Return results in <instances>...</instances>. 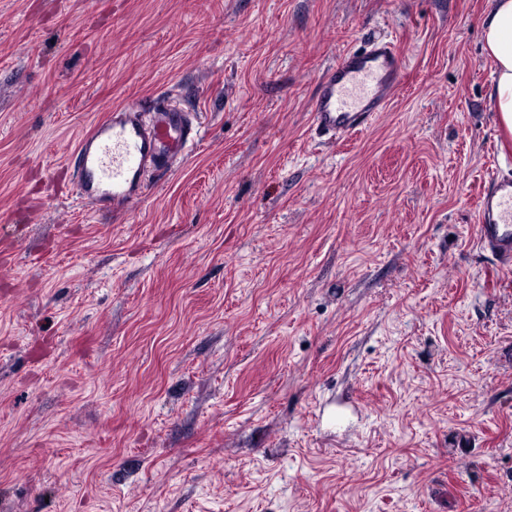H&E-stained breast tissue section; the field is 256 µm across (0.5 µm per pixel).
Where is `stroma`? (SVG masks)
<instances>
[{
	"instance_id": "1",
	"label": "stroma",
	"mask_w": 512,
	"mask_h": 512,
	"mask_svg": "<svg viewBox=\"0 0 512 512\" xmlns=\"http://www.w3.org/2000/svg\"><path fill=\"white\" fill-rule=\"evenodd\" d=\"M492 0H0V512H507L512 162ZM407 61L351 138L345 52ZM165 97L200 141L123 212L79 139ZM405 67L391 40L345 53L320 78L311 105L313 124L334 138L352 137L386 109ZM480 240L504 265L512 264V177L482 181L477 205Z\"/></svg>"
}]
</instances>
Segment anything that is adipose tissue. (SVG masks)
<instances>
[{"label": "adipose tissue", "mask_w": 512, "mask_h": 512, "mask_svg": "<svg viewBox=\"0 0 512 512\" xmlns=\"http://www.w3.org/2000/svg\"><path fill=\"white\" fill-rule=\"evenodd\" d=\"M481 38L493 62L491 99L502 130L512 136V0H494L482 21Z\"/></svg>", "instance_id": "obj_1"}]
</instances>
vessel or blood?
<instances>
[{"label":"vessel or blood","instance_id":"vessel-or-blood-1","mask_svg":"<svg viewBox=\"0 0 512 512\" xmlns=\"http://www.w3.org/2000/svg\"><path fill=\"white\" fill-rule=\"evenodd\" d=\"M406 67L397 44L371 43L345 53L320 78L312 120L332 137L349 138L384 111ZM198 141L188 114L161 104L113 108L78 142L73 175L79 196L100 211H120L138 200L151 178L181 161ZM480 240L504 265L512 264V177L482 181L477 205Z\"/></svg>","mask_w":512,"mask_h":512}]
</instances>
